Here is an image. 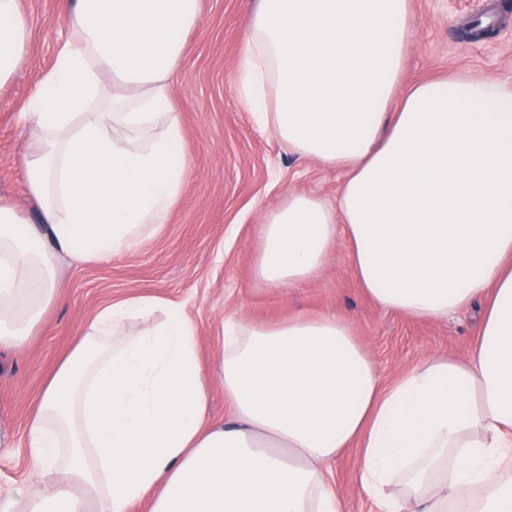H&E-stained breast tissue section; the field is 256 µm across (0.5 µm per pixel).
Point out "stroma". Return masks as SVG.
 Here are the masks:
<instances>
[{"instance_id": "1", "label": "stroma", "mask_w": 512, "mask_h": 512, "mask_svg": "<svg viewBox=\"0 0 512 512\" xmlns=\"http://www.w3.org/2000/svg\"><path fill=\"white\" fill-rule=\"evenodd\" d=\"M256 0H199L200 22L187 37L173 94L182 114L188 173L167 224L132 254L108 262L62 259L60 300L45 313L30 344L0 352V496L32 482L23 449L27 420L44 383L69 354L78 326L102 308L130 297L182 303L199 330V354L210 375L211 420L229 418L220 364L224 321L275 324L294 314L335 315L346 321L392 380L437 353L466 357L478 336L481 305L445 319H413L377 306L362 290L345 241L334 245L320 275L286 292L260 289L254 267L259 226L288 194L335 203L341 173L288 153L260 127L236 90L239 51ZM493 0H411L412 38L403 85L451 73L488 77L512 86V21L492 38L465 35L477 9ZM30 36L16 76L0 86V199L29 218L38 203L22 175L26 131L21 108L52 64L69 29L61 0H21ZM357 449L330 467L347 512H373L357 485Z\"/></svg>"}]
</instances>
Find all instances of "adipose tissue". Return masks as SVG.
Returning a JSON list of instances; mask_svg holds the SVG:
<instances>
[{"label": "adipose tissue", "instance_id": "obj_1", "mask_svg": "<svg viewBox=\"0 0 512 512\" xmlns=\"http://www.w3.org/2000/svg\"><path fill=\"white\" fill-rule=\"evenodd\" d=\"M411 0H258L237 93L290 153L340 170L335 207L292 194L259 226V285L298 287L345 240L382 309L483 306L466 358L391 383L336 316L224 322L229 419H207L196 322L139 297L98 311L27 424L37 480L0 512H345L329 466L358 448L377 512H512V87L451 75L399 92ZM30 94V221L0 201V350L59 299L58 256L109 261L165 224L188 160L172 100L198 0H67ZM29 27L0 0V85ZM136 316L153 317L137 334Z\"/></svg>", "mask_w": 512, "mask_h": 512}]
</instances>
